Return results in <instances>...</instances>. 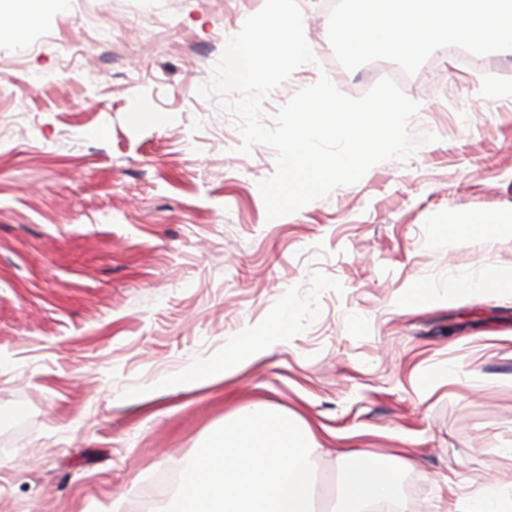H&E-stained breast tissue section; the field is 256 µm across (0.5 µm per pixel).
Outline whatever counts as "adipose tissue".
I'll list each match as a JSON object with an SVG mask.
<instances>
[{
  "instance_id": "obj_1",
  "label": "adipose tissue",
  "mask_w": 512,
  "mask_h": 512,
  "mask_svg": "<svg viewBox=\"0 0 512 512\" xmlns=\"http://www.w3.org/2000/svg\"><path fill=\"white\" fill-rule=\"evenodd\" d=\"M269 341H254L241 336L229 342L221 360L212 362L186 377V384L202 386L226 380L244 372L253 362L266 356ZM357 464L343 480L338 494L337 512H376L378 504L394 499L398 475L384 459L371 452L356 453Z\"/></svg>"
}]
</instances>
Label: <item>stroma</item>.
Instances as JSON below:
<instances>
[{
  "mask_svg": "<svg viewBox=\"0 0 512 512\" xmlns=\"http://www.w3.org/2000/svg\"><path fill=\"white\" fill-rule=\"evenodd\" d=\"M264 4L67 0L0 40V512H163L161 475L252 401L310 424L319 477L383 456L406 512L512 483V292L397 301L512 274V227L446 233L512 210V52H433L400 88L435 142L271 220L273 149L240 153L197 93ZM298 4L317 63L264 98L268 126L320 75L372 87L337 62L327 0ZM64 43L85 47L77 68ZM286 306L289 333L245 373L180 385Z\"/></svg>",
  "mask_w": 512,
  "mask_h": 512,
  "instance_id": "obj_1",
  "label": "stroma"
}]
</instances>
